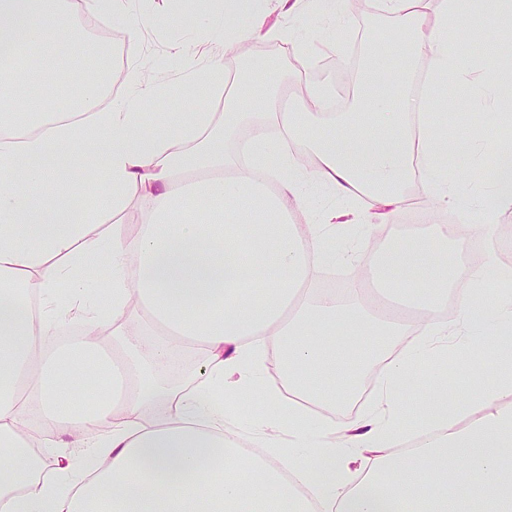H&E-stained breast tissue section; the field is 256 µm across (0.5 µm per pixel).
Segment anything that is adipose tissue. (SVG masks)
<instances>
[{"mask_svg":"<svg viewBox=\"0 0 512 512\" xmlns=\"http://www.w3.org/2000/svg\"><path fill=\"white\" fill-rule=\"evenodd\" d=\"M129 0H0V512H512V268L492 256L462 260L440 252L453 225L429 224L398 237L365 271L377 287L426 310L410 322L399 310L363 305L356 281L345 296L314 289L336 262V229L390 224L419 185L429 204L476 224L493 239L512 211V0H377L406 64L425 62L416 90L372 96L388 64L371 42L354 79L358 99L333 113L330 90L314 83V61L292 82L311 109L331 111L329 127L311 110L278 105L264 61L236 72L238 94L223 115L170 112L144 128L139 106L163 94L129 63L122 101L85 109L112 82L108 45L85 32V18L125 14ZM346 0H213L205 50L173 46L183 93L222 82L224 57L239 44L277 38L272 12L323 15ZM499 36L486 57L471 54L483 23ZM97 64L96 79H66L52 59L62 43ZM463 90L456 108L482 110L496 137L478 132L449 142L437 90ZM74 91L50 110L33 86ZM284 155L287 168L267 160ZM489 167L479 189L448 179L449 164ZM327 186L344 201L311 229L289 223L301 184ZM140 192L136 232L102 214ZM106 269L109 292L86 300L82 273ZM465 265L468 287L441 316L448 268ZM136 312L131 347L141 367L95 338L111 318L115 334ZM82 337L48 349L46 338L73 317ZM204 348L208 358L181 385L158 383L173 351ZM496 375L473 376L467 398L448 401L445 365L481 348ZM279 352L288 375L267 384L264 358ZM373 404L336 420L371 365ZM93 395L68 403L75 379ZM419 393L407 399L406 384ZM272 401L277 420L248 416L252 398ZM80 435L58 474L35 479L25 431Z\"/></svg>","mask_w":512,"mask_h":512,"instance_id":"adipose-tissue-1","label":"adipose tissue"}]
</instances>
